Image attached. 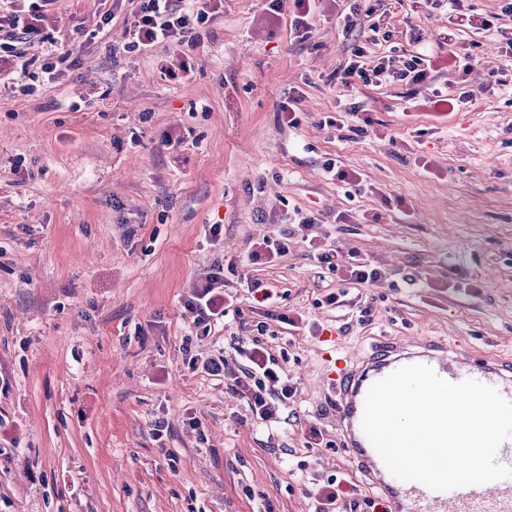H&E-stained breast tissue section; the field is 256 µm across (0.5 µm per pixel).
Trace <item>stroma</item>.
<instances>
[{"mask_svg":"<svg viewBox=\"0 0 512 512\" xmlns=\"http://www.w3.org/2000/svg\"><path fill=\"white\" fill-rule=\"evenodd\" d=\"M139 5L54 0L53 35L78 49V66L58 87L30 68L29 96L0 90V512H312L309 493L330 476L367 487L336 435L338 358L446 339L512 362V60L499 57L497 30L451 32L447 7L372 0L360 23L391 39L371 55L415 50L419 30L432 85L348 90L336 73L358 36L343 31L341 0H319L304 41L272 0H223L184 47L192 75L173 82L158 54L123 49ZM107 11L104 36L79 46ZM459 49L470 72L448 66ZM492 77L506 88L487 89ZM462 87L475 101H429ZM296 94L291 127L280 107ZM331 160L361 184L330 180ZM309 212L315 224L296 223ZM265 239L281 252L252 264ZM318 244L384 271L349 291L368 322L323 306L340 283L315 260ZM231 261L230 291L263 282L303 318L297 330L248 310L196 344L231 357L268 327L298 388L297 423L271 436L239 422L236 397L189 369L182 348L196 333L185 297ZM308 422L325 447L302 446Z\"/></svg>","mask_w":512,"mask_h":512,"instance_id":"stroma-1","label":"stroma"}]
</instances>
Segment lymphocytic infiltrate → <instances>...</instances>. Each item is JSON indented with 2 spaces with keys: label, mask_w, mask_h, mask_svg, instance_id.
Segmentation results:
<instances>
[{
  "label": "lymphocytic infiltrate",
  "mask_w": 512,
  "mask_h": 512,
  "mask_svg": "<svg viewBox=\"0 0 512 512\" xmlns=\"http://www.w3.org/2000/svg\"><path fill=\"white\" fill-rule=\"evenodd\" d=\"M53 0H0V75L24 77L31 60H38L46 84H54L72 68L76 60L72 51L51 48L50 28L56 18L48 10ZM221 0H141L129 28V52L152 53L156 48L167 51L169 60L161 71L170 78L186 77L194 65L184 52L186 36L193 26L205 24L218 13ZM366 49L354 47L340 74L342 83L359 80L363 85L380 86L407 81L425 84L433 65L431 52L380 57L375 67H366ZM318 263L338 273L343 286L325 297L327 305L341 307L348 295V285H369L381 281L383 272L364 259L343 260L333 248L315 250ZM195 327L210 334L213 326L227 324L243 315L241 301L224 287V268L217 265L203 274L184 303ZM236 363H228L223 355L206 358L202 369L208 375L223 379L225 386L245 407L253 424L275 430L289 422V409L296 387L281 373L279 360L261 338L239 342L235 348ZM314 512H359L360 507L380 512L371 497L361 496L358 487L342 476L329 478L312 491Z\"/></svg>",
  "instance_id": "obj_1"
}]
</instances>
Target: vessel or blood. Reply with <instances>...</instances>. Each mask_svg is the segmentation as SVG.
<instances>
[{"label": "vessel or blood", "instance_id": "obj_1", "mask_svg": "<svg viewBox=\"0 0 512 512\" xmlns=\"http://www.w3.org/2000/svg\"><path fill=\"white\" fill-rule=\"evenodd\" d=\"M424 365L442 380H468L493 388L512 402V365H492L445 343L420 349L388 342L363 355L350 369L335 373L336 424L343 451L373 480L377 496L387 499L388 512H512V478L446 491L410 484L392 475L362 430L364 404L371 386L394 371Z\"/></svg>", "mask_w": 512, "mask_h": 512}]
</instances>
